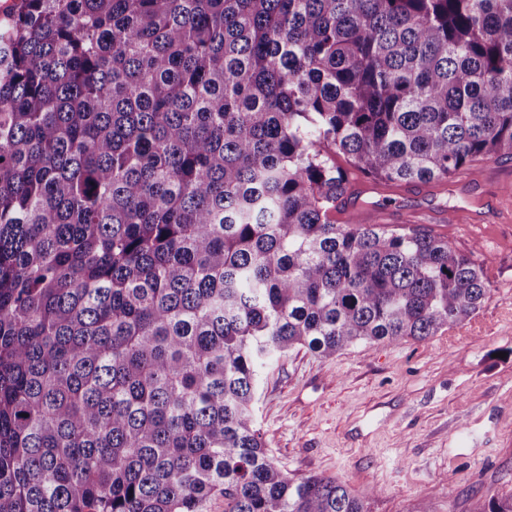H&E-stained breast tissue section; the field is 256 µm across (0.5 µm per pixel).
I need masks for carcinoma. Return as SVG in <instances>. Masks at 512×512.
<instances>
[{
    "label": "carcinoma",
    "instance_id": "1",
    "mask_svg": "<svg viewBox=\"0 0 512 512\" xmlns=\"http://www.w3.org/2000/svg\"><path fill=\"white\" fill-rule=\"evenodd\" d=\"M512 156V0H15L0 24V512H365L253 419L294 348L425 340L492 288L331 219ZM470 512H512V495Z\"/></svg>",
    "mask_w": 512,
    "mask_h": 512
}]
</instances>
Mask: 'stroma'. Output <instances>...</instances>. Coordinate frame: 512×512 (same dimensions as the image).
Segmentation results:
<instances>
[{
	"mask_svg": "<svg viewBox=\"0 0 512 512\" xmlns=\"http://www.w3.org/2000/svg\"><path fill=\"white\" fill-rule=\"evenodd\" d=\"M336 164L360 191L356 223L416 221L475 251L493 291L471 319L424 341L273 362L254 407L268 454L289 475L338 478L366 512H470L512 494V157L428 184Z\"/></svg>",
	"mask_w": 512,
	"mask_h": 512,
	"instance_id": "1",
	"label": "stroma"
}]
</instances>
